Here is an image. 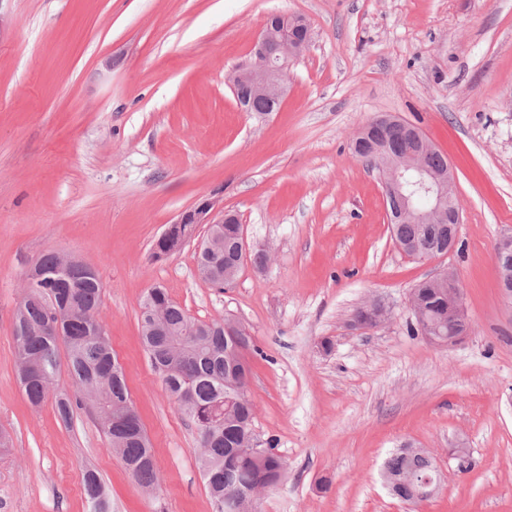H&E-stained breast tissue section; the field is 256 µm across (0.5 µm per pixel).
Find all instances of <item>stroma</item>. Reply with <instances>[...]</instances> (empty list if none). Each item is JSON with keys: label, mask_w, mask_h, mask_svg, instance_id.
<instances>
[{"label": "stroma", "mask_w": 512, "mask_h": 512, "mask_svg": "<svg viewBox=\"0 0 512 512\" xmlns=\"http://www.w3.org/2000/svg\"><path fill=\"white\" fill-rule=\"evenodd\" d=\"M273 12L312 42L288 95L254 119L228 73ZM395 114L455 168L456 250L416 260L391 238L383 187L351 140ZM236 213L249 248L215 288L195 242L153 260L156 239L204 199ZM512 229V0H0V512H87L94 467L112 512H215L194 425L162 389L139 312L160 286L190 316L251 330L253 427L288 463L260 512H512V303L492 259ZM58 250L96 268L101 319L155 450L145 494L97 423L29 405L11 337L21 280ZM454 267L471 331L440 346L410 329L408 294ZM388 323L354 330L366 300ZM330 349H323V342ZM464 440L472 470L448 448ZM428 449L441 492L413 505L381 473L394 448Z\"/></svg>", "instance_id": "35a3bbf8"}]
</instances>
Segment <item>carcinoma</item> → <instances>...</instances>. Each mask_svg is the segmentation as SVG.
I'll return each mask as SVG.
<instances>
[{"instance_id": "cac0c4a2", "label": "carcinoma", "mask_w": 512, "mask_h": 512, "mask_svg": "<svg viewBox=\"0 0 512 512\" xmlns=\"http://www.w3.org/2000/svg\"><path fill=\"white\" fill-rule=\"evenodd\" d=\"M238 224H214L210 234L224 239V250L197 264H207L218 276L234 277L244 255L237 246ZM399 236L415 241L423 254H437L445 229L438 224H402ZM40 278L29 285L30 296L15 313L12 337L16 346L17 373L29 403L38 407L54 398L60 423L69 425L84 411L96 421L106 438L107 451L117 455L135 471L134 479L144 489L158 486L154 452L144 426L125 421L132 404L123 371L100 318L103 288L85 265L75 264L67 273L57 268V258L47 252L37 260ZM424 314L433 334L452 335L448 324V299L430 283L416 285ZM143 306H163V320L141 328L142 343L162 388L180 413L194 423L200 453L198 465L216 512H230L225 498L243 488L257 492L275 486L288 463L274 447L259 454L241 456L229 469L224 467L226 450L253 433L254 404L240 399L239 390L227 379L225 352L229 338L219 323L205 324L190 317L164 288L148 290ZM67 353L72 392L56 391L61 369V350ZM433 475L425 453L407 455L398 448L385 463L382 475ZM88 512H112L109 491L94 469L83 474Z\"/></svg>"}]
</instances>
